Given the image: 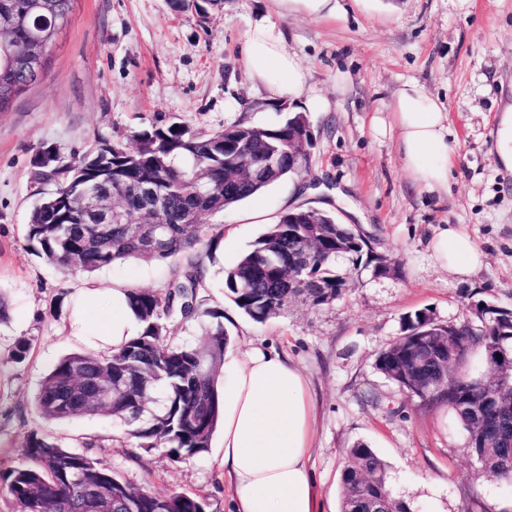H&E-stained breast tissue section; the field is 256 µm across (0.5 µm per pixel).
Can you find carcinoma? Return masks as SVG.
<instances>
[{"mask_svg":"<svg viewBox=\"0 0 512 512\" xmlns=\"http://www.w3.org/2000/svg\"><path fill=\"white\" fill-rule=\"evenodd\" d=\"M73 0H0V112L48 68L49 52L68 24ZM296 112L254 137L253 154L263 160L288 149V136L274 131L301 126ZM193 133L177 123L153 125L135 135L136 145L98 140L64 163L49 148L39 150V180L54 185L32 210L26 240L38 257L68 276H83L129 259L176 258L163 292L128 290V306L143 331L100 353L63 356L43 378L35 403L53 420L77 416L110 417L126 426L135 447H163L174 461L198 456L211 446L221 414L217 388L230 336L221 309H205L198 299L207 268L196 249L203 217L236 206L297 172L270 171L263 181L244 178L224 167V130ZM126 204V214L143 223L132 236L114 224L104 239L92 225L101 215L84 210L80 189ZM351 234L330 212H315L307 224H271L251 249L224 275V288L242 315L263 324L280 316L288 301L284 284L289 262L302 264L296 300L313 308L329 305L355 288L343 261L371 266V252L336 251V241ZM418 309L402 318L401 335L383 350L377 369L387 378L404 373L426 389L441 387V399L422 407L446 408L467 434L468 449L485 476L512 481V309L491 311L486 322L453 324L455 348L436 351L448 324ZM199 323L201 340L167 339V320ZM483 354L487 373L468 369L472 350ZM22 463L0 470V491L20 512H206L204 498L184 492L157 494L135 488L102 462L71 452L36 430L20 448ZM340 512H412L388 489V466L368 445L345 451Z\"/></svg>","mask_w":512,"mask_h":512,"instance_id":"obj_1","label":"carcinoma"}]
</instances>
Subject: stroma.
<instances>
[{
  "label": "stroma",
  "mask_w": 512,
  "mask_h": 512,
  "mask_svg": "<svg viewBox=\"0 0 512 512\" xmlns=\"http://www.w3.org/2000/svg\"><path fill=\"white\" fill-rule=\"evenodd\" d=\"M342 4L336 18L313 20L280 13L274 0H222L204 14L182 0H73L47 77L0 112V293L10 305L8 323L0 324V469L19 464L17 449L36 430L104 461L130 485L200 494L207 512H230L221 433L207 453L183 462L162 448L135 460L120 423L100 416L51 420L37 410L35 395L52 364L87 348L68 334L86 281L160 291L172 263L129 260L85 279L34 255L25 237L42 190L33 161L42 147L67 159L98 139L130 145L135 132L155 123L194 132L238 121L273 126L307 112L308 96L318 94L334 107L307 112L315 136L308 168L204 217L207 235L219 241L205 259L198 297L204 307L223 309L232 349L276 351L309 377L317 398L313 472L326 512H339L344 450L358 442L387 463L392 494L413 512H466L470 489L486 512L512 505V484L481 476L453 415L422 408L376 368L408 312L427 308L445 323L467 320L479 299L512 307V176L500 173L492 154L498 116L512 104V0ZM266 16L311 69L306 91L275 102L256 93L239 53L245 32ZM411 81L449 112L456 152L441 195L417 188L394 138L370 130L372 117L389 112L395 92ZM298 206L357 225L375 250L392 254L400 275L366 277L331 305H298L255 323L225 294L224 272L267 225ZM440 224L454 225L486 253V265L468 280L435 265L428 244ZM20 338L31 351L23 363L8 362Z\"/></svg>",
  "instance_id": "stroma-1"
}]
</instances>
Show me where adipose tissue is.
I'll use <instances>...</instances> for the list:
<instances>
[{
  "instance_id": "obj_1",
  "label": "adipose tissue",
  "mask_w": 512,
  "mask_h": 512,
  "mask_svg": "<svg viewBox=\"0 0 512 512\" xmlns=\"http://www.w3.org/2000/svg\"><path fill=\"white\" fill-rule=\"evenodd\" d=\"M241 58L248 78L267 100L303 91L310 70L288 46L282 29L260 21L245 34ZM393 123L373 117L374 136H395L404 168L428 192H447L454 149L448 142L449 113L417 83L402 85L391 103ZM440 268L459 279L484 266L486 254L449 224L439 225L429 242ZM99 289L86 283L84 305L75 308L69 334L84 343L119 345L143 325L127 307V291L112 289V316L97 324L86 312ZM224 472L234 512H324L322 494L311 468L315 405L310 381L283 355L254 348L224 357Z\"/></svg>"
}]
</instances>
